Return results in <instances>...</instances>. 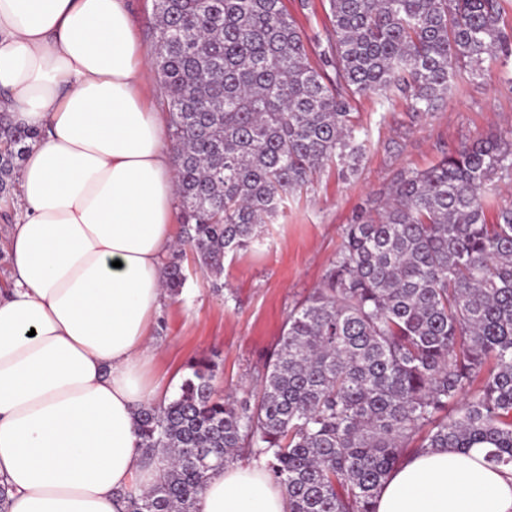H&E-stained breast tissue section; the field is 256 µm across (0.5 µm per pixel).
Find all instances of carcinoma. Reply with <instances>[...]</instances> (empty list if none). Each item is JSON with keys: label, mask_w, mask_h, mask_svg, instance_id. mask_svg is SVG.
<instances>
[{"label": "carcinoma", "mask_w": 512, "mask_h": 512, "mask_svg": "<svg viewBox=\"0 0 512 512\" xmlns=\"http://www.w3.org/2000/svg\"><path fill=\"white\" fill-rule=\"evenodd\" d=\"M505 2L328 0L332 28L310 38L283 0H155L182 223L168 296L186 282L183 248L218 282L284 198L329 164L356 171L355 97L430 112L458 68L482 78L487 60L512 56ZM40 138L0 114V196ZM503 175L501 135L400 174L380 211L345 225L254 401L217 396L216 364L199 359L177 397L138 412L142 448L165 470L128 512H194L207 472L246 452L265 459L288 512H375L391 472L424 448L483 446L512 466V207L486 219V188Z\"/></svg>", "instance_id": "obj_1"}]
</instances>
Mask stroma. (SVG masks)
I'll use <instances>...</instances> for the list:
<instances>
[{
  "instance_id": "1",
  "label": "stroma",
  "mask_w": 512,
  "mask_h": 512,
  "mask_svg": "<svg viewBox=\"0 0 512 512\" xmlns=\"http://www.w3.org/2000/svg\"><path fill=\"white\" fill-rule=\"evenodd\" d=\"M352 112L366 144L355 174L327 166L308 191L290 196L247 251L226 255L222 292L189 264L181 295L164 299L152 328V374L169 396L178 394L189 361L207 357L220 365L218 395L251 397L289 311L321 283L358 207L377 206L399 173L431 168L461 143L512 137V62H491L477 79L458 69L451 93L430 112L375 94L354 99Z\"/></svg>"
}]
</instances>
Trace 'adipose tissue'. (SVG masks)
Segmentation results:
<instances>
[{
    "mask_svg": "<svg viewBox=\"0 0 512 512\" xmlns=\"http://www.w3.org/2000/svg\"><path fill=\"white\" fill-rule=\"evenodd\" d=\"M130 0H0V112L25 155L0 287V483L8 512H126L155 485L139 410L158 403L150 328L165 299L175 178L167 120L139 93ZM427 450L376 512H512V466ZM195 512H288L263 464L209 471Z\"/></svg>",
    "mask_w": 512,
    "mask_h": 512,
    "instance_id": "ef3b65f1",
    "label": "adipose tissue"
}]
</instances>
